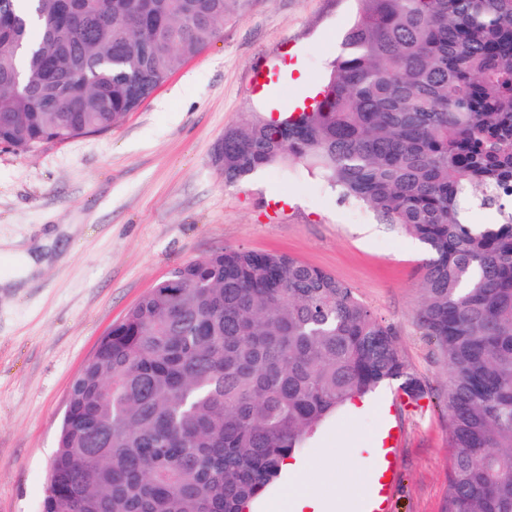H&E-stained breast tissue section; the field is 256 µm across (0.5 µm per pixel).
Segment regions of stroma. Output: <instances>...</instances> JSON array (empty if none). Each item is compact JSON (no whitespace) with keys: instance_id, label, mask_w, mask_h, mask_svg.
<instances>
[{"instance_id":"35a3bbf8","label":"stroma","mask_w":512,"mask_h":512,"mask_svg":"<svg viewBox=\"0 0 512 512\" xmlns=\"http://www.w3.org/2000/svg\"><path fill=\"white\" fill-rule=\"evenodd\" d=\"M356 0H250L221 34L111 130L19 154L0 146V242L57 234L25 288H0V512H41L70 383L112 324L175 267L224 249L278 252L354 289L384 323L426 395L396 385L340 411L309 448L301 484L359 512L377 439L398 431L389 512H443L448 499L446 362L417 323L423 244L342 200L322 178L274 165L228 185L213 162L225 129L283 115L256 91L266 66L302 99L321 84Z\"/></svg>"}]
</instances>
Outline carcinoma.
<instances>
[{"instance_id":"carcinoma-1","label":"carcinoma","mask_w":512,"mask_h":512,"mask_svg":"<svg viewBox=\"0 0 512 512\" xmlns=\"http://www.w3.org/2000/svg\"><path fill=\"white\" fill-rule=\"evenodd\" d=\"M247 2L0 0V145L112 129ZM358 5L317 104L283 129L253 113L224 131V181L291 162L426 247L445 512H512V0ZM390 381L424 396L395 328L331 274L243 249L180 265L74 377L42 512H246Z\"/></svg>"}]
</instances>
